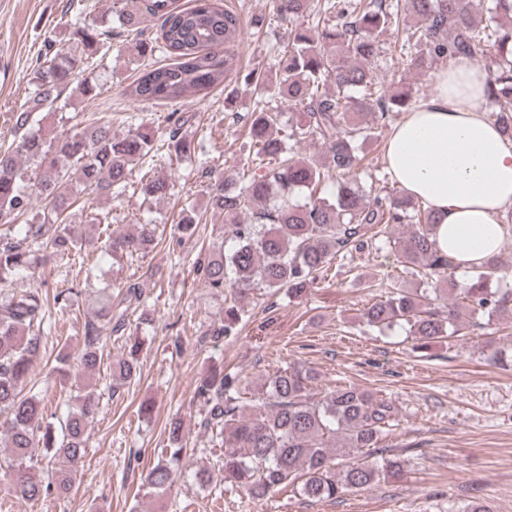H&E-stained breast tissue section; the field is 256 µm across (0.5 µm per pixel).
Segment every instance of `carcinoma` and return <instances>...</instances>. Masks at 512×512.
I'll use <instances>...</instances> for the list:
<instances>
[{
    "label": "carcinoma",
    "instance_id": "carcinoma-1",
    "mask_svg": "<svg viewBox=\"0 0 512 512\" xmlns=\"http://www.w3.org/2000/svg\"><path fill=\"white\" fill-rule=\"evenodd\" d=\"M418 24L408 28L399 58L422 68L427 63L473 59L494 42L499 54L486 85L488 100L512 95V0H489L488 23L479 27L470 0H408ZM278 14L292 23L313 13L336 16L333 24L290 30L288 44L278 50L282 78L262 90L304 112L290 133L280 135L279 113L269 102L253 103L249 116L252 154L245 165L263 170L241 184L222 176L210 178L206 209L224 215L229 249L217 247L194 260V268L206 287L239 294L256 288L283 291L288 299L303 297L333 262L362 251L376 241L375 250L388 245L403 270L420 278L424 288H401L374 301L363 313L367 326L383 333L407 325L417 340L415 349H430L436 340L457 332L460 310L489 320L512 312V293L490 288L492 278L503 274L497 257L475 269L466 288L453 287L451 271L458 263L440 250L435 240L431 211L409 215L410 199L376 195L369 199L355 183L353 174L363 167L365 156L357 144L372 129L365 122L387 119L396 107L410 111L416 102L412 89L387 96L372 74L360 63L380 51V38L404 19L387 0H279ZM161 20V40L176 57L169 64L140 71L127 94L145 104L173 102L199 96L224 84L232 71L227 46L240 29V18L212 0H194L188 8L175 0H123L117 14L120 28L139 32L147 18ZM107 33L103 21L83 18L73 24L69 40L83 52L60 50L33 70L34 96L30 105L13 115L18 139L12 150L0 151V284L25 276L38 262L76 260L83 236L67 224L78 198L104 192L121 197L129 185L132 168L150 153L166 152L185 158L194 147L178 136L176 127L189 117L178 114L173 129L158 132L140 125L125 134L112 132L109 122H92L75 133L45 138L32 131L33 114L61 110L59 99L66 91L82 97L98 89V79L88 71V60ZM493 125L512 142V108L492 113ZM313 137L327 147L324 155L296 158L288 140ZM34 166L32 172L22 163ZM337 182L334 194L325 195L329 182ZM168 182L146 177L141 192L149 197L167 194ZM297 190L308 193L303 204L292 203ZM278 197L271 209L263 206ZM42 203L31 222L17 220L32 211L33 199ZM204 214L194 208L181 211L177 243L196 235ZM391 224H406L408 231L395 239L386 236ZM100 249L114 258L143 253L156 246V226L143 224L138 233L107 234ZM439 283L441 287H431ZM74 290L53 294L25 289L0 295V436L7 437L11 458L0 473L9 495L36 502L69 493L73 465L82 457L88 423L98 412L100 394L81 382L99 370L106 332L123 330L128 310L141 304V292L128 288L119 302L102 291L95 315L84 321L75 352L55 357L52 370L73 376L84 393L66 404L61 435L42 429L47 417L44 398L35 392L37 356L52 309L70 307ZM243 313L237 305L224 308V319L214 335H238ZM139 341L126 356L112 361L109 388L112 393L131 384L139 373ZM317 373L293 364L262 378L256 397L246 402L247 385L239 374L212 369L195 388L206 406L204 427L224 445V481L255 498L276 487L291 486L311 501H332L347 491L363 489L396 478L407 459L400 454L375 455L381 438L398 415L397 406L353 384L324 393L313 392ZM169 448L144 476L143 485L157 499L165 498L184 475L183 423L174 417L166 424ZM50 449L57 465L47 477L36 473V443ZM360 461L336 467L340 454Z\"/></svg>",
    "mask_w": 512,
    "mask_h": 512
}]
</instances>
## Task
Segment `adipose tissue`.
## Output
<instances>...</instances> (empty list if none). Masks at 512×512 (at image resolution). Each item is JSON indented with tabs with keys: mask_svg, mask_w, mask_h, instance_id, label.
<instances>
[{
	"mask_svg": "<svg viewBox=\"0 0 512 512\" xmlns=\"http://www.w3.org/2000/svg\"><path fill=\"white\" fill-rule=\"evenodd\" d=\"M486 71L461 63L437 75L436 94L394 128L392 179L437 222L439 248L470 270L497 253L512 207V144L484 116Z\"/></svg>",
	"mask_w": 512,
	"mask_h": 512,
	"instance_id": "1",
	"label": "adipose tissue"
}]
</instances>
